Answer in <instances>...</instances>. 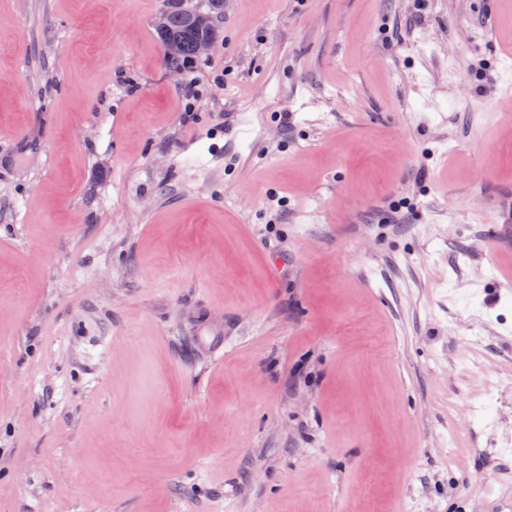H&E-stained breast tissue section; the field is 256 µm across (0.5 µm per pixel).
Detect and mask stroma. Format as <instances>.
<instances>
[{"label": "stroma", "instance_id": "stroma-1", "mask_svg": "<svg viewBox=\"0 0 512 512\" xmlns=\"http://www.w3.org/2000/svg\"><path fill=\"white\" fill-rule=\"evenodd\" d=\"M169 5L0 0V512H512V0ZM223 0L204 1L207 12L197 9L190 11L181 6H172L164 15H160L155 20L158 38L164 49V59L173 69H181L184 62H188L198 57L196 45L199 41L217 37V29L213 23L214 16L221 13L224 5ZM205 18L203 20L202 17ZM196 17H200L196 21Z\"/></svg>", "mask_w": 512, "mask_h": 512}]
</instances>
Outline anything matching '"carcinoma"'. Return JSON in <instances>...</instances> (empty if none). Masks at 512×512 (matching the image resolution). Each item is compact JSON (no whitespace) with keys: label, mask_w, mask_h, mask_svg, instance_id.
Returning <instances> with one entry per match:
<instances>
[{"label":"carcinoma","mask_w":512,"mask_h":512,"mask_svg":"<svg viewBox=\"0 0 512 512\" xmlns=\"http://www.w3.org/2000/svg\"><path fill=\"white\" fill-rule=\"evenodd\" d=\"M205 5V13L197 9L191 11L181 6H172L165 13L164 25L156 29L164 49V59L171 68L179 69L183 63L198 57V42L217 37L213 18L221 13L223 5L220 0H205ZM200 16L204 20H198Z\"/></svg>","instance_id":"obj_1"}]
</instances>
